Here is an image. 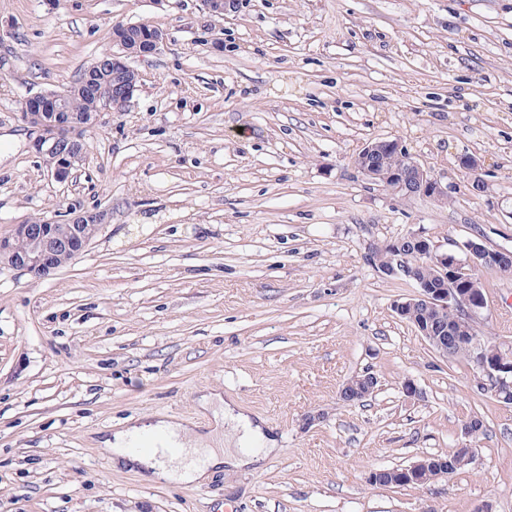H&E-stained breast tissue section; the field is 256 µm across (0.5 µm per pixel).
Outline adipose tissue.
<instances>
[{
	"mask_svg": "<svg viewBox=\"0 0 512 512\" xmlns=\"http://www.w3.org/2000/svg\"><path fill=\"white\" fill-rule=\"evenodd\" d=\"M206 404L211 409L214 422L223 424L226 429V450L219 452L213 449L214 432L194 433L185 424L163 419L157 420L153 428L159 434L177 439L182 453L174 462L127 450L129 439L141 432L137 424L116 430L106 446L116 461L146 472L150 480L182 483L203 482L211 468L221 465L257 468L275 453L276 440L264 421L252 419L234 400L224 399L218 394L208 398Z\"/></svg>",
	"mask_w": 512,
	"mask_h": 512,
	"instance_id": "1",
	"label": "adipose tissue"
}]
</instances>
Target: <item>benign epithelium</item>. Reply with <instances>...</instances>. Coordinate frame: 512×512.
<instances>
[{"label":"benign epithelium","instance_id":"benign-epithelium-1","mask_svg":"<svg viewBox=\"0 0 512 512\" xmlns=\"http://www.w3.org/2000/svg\"><path fill=\"white\" fill-rule=\"evenodd\" d=\"M238 0H200V11L208 20L223 18L237 9ZM133 24H122L112 30V44L117 50L91 63L86 68L84 82L63 90L35 93L26 97L24 107L39 110V124L29 127L30 147L42 158L48 171L58 180L69 177L71 170L80 164L87 151V133L99 125V112H72L70 99L76 92L84 91L91 80L111 68L126 74V84L114 96L106 112H121L137 90L139 73L127 62L130 56L152 53L167 40V34L156 31L151 35L131 32ZM389 154H396L403 166L389 176V191L404 198L422 196L437 203L448 202V187L421 165L396 140H378L367 143L355 159L358 169L370 180L378 176V162ZM459 167L464 170L470 190L480 193L485 182L478 173V162L471 156H462ZM108 212L94 211L66 214L64 218H43L38 221L15 224L9 233L0 235V265L21 270L34 279H41L59 269L64 260H73L86 251L100 227L107 223ZM391 253L396 265L387 273L409 268V260L424 258V266L431 268L430 279L416 281L419 292L393 305L401 318L415 322L418 333L432 349L446 359L455 349L470 351L474 366L488 378V390L500 401L512 403V352L492 347L485 351L483 340L474 329H462L448 324V309L455 308L475 319L486 308L479 273L494 272L503 264L512 262V252L507 249L489 250L473 241L464 245L466 256L453 252H439L428 240L415 233H407L381 245ZM453 287H447V284ZM377 385L376 377L365 372L350 378L340 395L351 403L369 396ZM474 458V448L467 444L455 449L449 458L426 455L404 467L379 469L370 473L369 481L381 486L387 476L396 481L412 484L426 474L433 480L448 477L457 467L469 464Z\"/></svg>","mask_w":512,"mask_h":512}]
</instances>
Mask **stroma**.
<instances>
[{
	"mask_svg": "<svg viewBox=\"0 0 512 512\" xmlns=\"http://www.w3.org/2000/svg\"><path fill=\"white\" fill-rule=\"evenodd\" d=\"M168 35L130 61L140 86L53 179L19 120L72 84L112 28ZM0 234L69 210L110 214L48 278L0 266V503L8 512H512V404L474 365L439 358L393 311L413 281L372 247L413 232L438 250L512 251V0H0ZM396 140L448 187L402 199L354 158ZM476 158L487 188L458 166ZM479 336L512 348V276L485 273ZM371 372L376 391L340 397ZM417 387L406 397L402 385ZM218 393L272 428L257 470L201 484L115 464L132 420L207 430ZM469 465L381 487L377 469ZM472 447V444L460 446L455 449V453L450 458H448L449 455H437L441 458L426 455L404 467L375 470L370 473L369 481L374 485L384 486L385 477L395 475L396 482L418 485L416 482L423 474L433 480L447 478L455 468L467 465L473 460L475 451Z\"/></svg>",
	"mask_w": 512,
	"mask_h": 512,
	"instance_id": "stroma-1",
	"label": "stroma"
}]
</instances>
